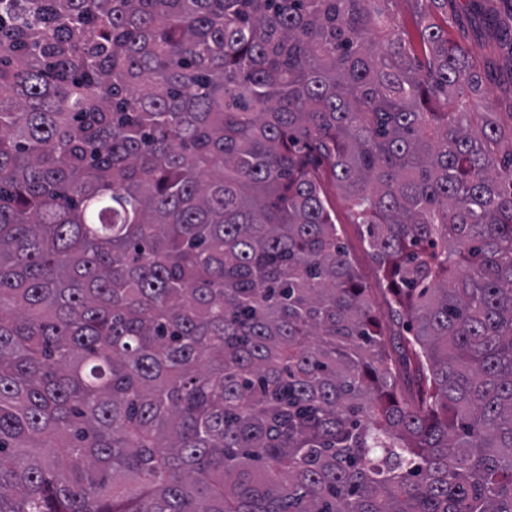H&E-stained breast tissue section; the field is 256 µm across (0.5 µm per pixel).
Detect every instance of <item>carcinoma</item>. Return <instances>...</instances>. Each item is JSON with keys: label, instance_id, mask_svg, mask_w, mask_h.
<instances>
[{"label": "carcinoma", "instance_id": "1", "mask_svg": "<svg viewBox=\"0 0 512 512\" xmlns=\"http://www.w3.org/2000/svg\"><path fill=\"white\" fill-rule=\"evenodd\" d=\"M393 2L0 0V512H512V112ZM321 182L325 193L326 204L336 219L342 241L347 247L353 264L367 288H382L377 266L364 247L359 230L353 223L348 203L327 171L321 172Z\"/></svg>", "mask_w": 512, "mask_h": 512}]
</instances>
